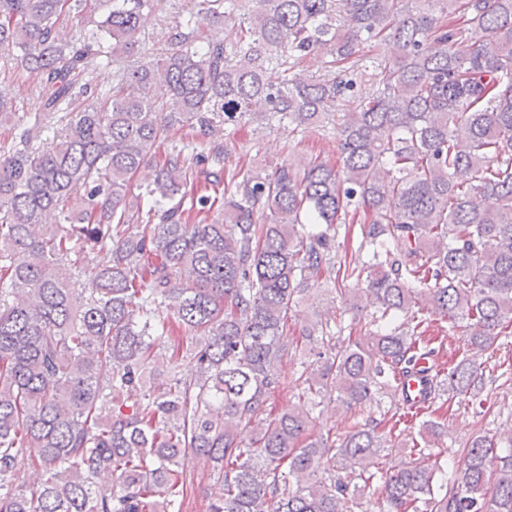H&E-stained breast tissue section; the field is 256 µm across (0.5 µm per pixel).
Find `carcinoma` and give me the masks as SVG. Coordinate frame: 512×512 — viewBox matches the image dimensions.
I'll use <instances>...</instances> for the list:
<instances>
[{"instance_id": "carcinoma-1", "label": "carcinoma", "mask_w": 512, "mask_h": 512, "mask_svg": "<svg viewBox=\"0 0 512 512\" xmlns=\"http://www.w3.org/2000/svg\"><path fill=\"white\" fill-rule=\"evenodd\" d=\"M254 2L242 14L241 0H199L227 39L191 12L137 60L153 0H0V50L19 51L43 91L34 114L0 91V512H182L190 454L217 474L207 512H358L375 483L382 512H512V434H473L450 469L430 419L445 395L490 411L495 378L477 356L512 326V0ZM86 9L101 15L92 29H64ZM372 41L389 56L358 97ZM312 56L339 74L304 73ZM104 62L102 92L90 74ZM340 101L339 164L226 166L224 127L292 133ZM173 129L191 141L134 192ZM361 213L367 261L352 267L336 224ZM89 255L98 288L76 309ZM329 269L339 299L349 280L371 295L366 333L328 314L289 339L291 308ZM413 310L427 315L394 324ZM431 315L467 328L469 354L439 362ZM172 319L203 343L160 359L154 337ZM307 350L316 366L292 382L297 404L273 414L280 365ZM333 396L365 422L313 432ZM416 419L421 442H397ZM27 448L44 468L30 489L16 484ZM104 471L107 487L94 482Z\"/></svg>"}]
</instances>
